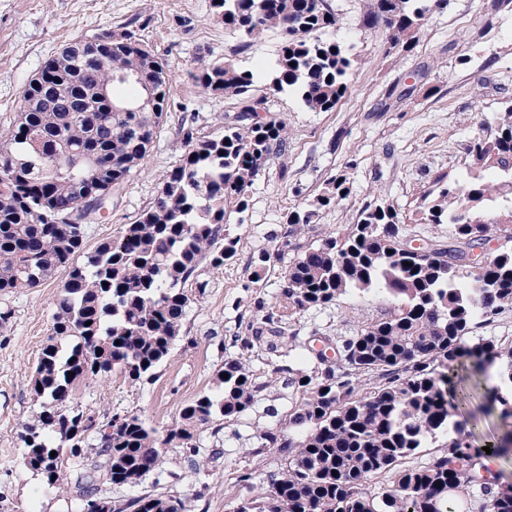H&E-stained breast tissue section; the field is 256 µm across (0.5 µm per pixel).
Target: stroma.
Here are the masks:
<instances>
[{
    "label": "stroma",
    "instance_id": "35a3bbf8",
    "mask_svg": "<svg viewBox=\"0 0 512 512\" xmlns=\"http://www.w3.org/2000/svg\"><path fill=\"white\" fill-rule=\"evenodd\" d=\"M340 15L338 29L320 39L353 47L357 56L348 73L347 92L330 112H312L291 91L268 95L270 115L288 120V147L274 157L255 181L250 206L238 233V252L222 270L200 264L196 287L182 329L155 382L131 383L121 372L89 378L75 390L73 409L102 416H138L150 428L168 433L181 423V411L197 397L216 390L224 362L248 359L267 387L261 399L236 419L215 416L219 434L200 432L203 447L216 449L202 470L191 469L178 443L165 448L157 470L142 483L145 490L177 496L202 492L194 512H228L242 494L239 472L252 475L254 487L267 486L284 460L277 450L256 454L265 427H287L295 396L284 381H272L264 360L265 343L243 350L255 301L273 303L285 263L274 253L287 230L289 209L313 203L328 179L347 170L350 194L338 205L320 210L315 224L296 238L315 245L328 233L341 232L358 220L362 207L380 200L407 219L404 233L448 240V225L415 221L423 195L438 176L460 181L472 173L468 146L477 133L493 126L512 104V6L492 10V0H448L428 13L413 49L389 48L381 26L368 25L374 0H329ZM127 27L159 57L173 84L165 116L142 165L123 189L112 194L108 220L90 219L86 251L117 237L151 205L168 171L178 162L177 131L182 120L197 118L205 132L219 131L235 101L201 92L196 76L205 65L230 61L257 73L266 83L276 66L283 36L271 29L249 39L214 17L211 0H0V131L11 127L20 110L24 87L44 62L66 45L108 29ZM273 255L261 281H253V260ZM64 273L39 287L0 295V512H74L73 489L49 485L24 463L23 425L40 409L31 379L43 348L50 344L55 300ZM389 307L379 296L359 292L336 304L299 317L300 339L350 337L381 317ZM498 384L495 372H471L470 392L460 421L474 445L512 442V420L489 406ZM182 476L162 482L166 472Z\"/></svg>",
    "mask_w": 512,
    "mask_h": 512
}]
</instances>
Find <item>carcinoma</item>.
<instances>
[{
    "instance_id": "carcinoma-1",
    "label": "carcinoma",
    "mask_w": 512,
    "mask_h": 512,
    "mask_svg": "<svg viewBox=\"0 0 512 512\" xmlns=\"http://www.w3.org/2000/svg\"><path fill=\"white\" fill-rule=\"evenodd\" d=\"M448 0H375L370 24H380L390 47L409 49L425 14ZM224 25L253 38L275 28L283 44L266 84H256L232 62L201 70L197 82L214 96L235 99L236 113L224 129L205 134L195 121L178 129L179 164L162 180L153 204L120 235L84 253L86 220L112 207V199L86 204V158L104 161L94 179L120 188L144 160L164 116L173 79L164 63L131 30H106L96 55H74L67 64L53 55L25 87V110L0 134V294L36 288L59 271L65 281L53 317V343L42 350L32 378L40 411L24 424L25 465L50 485L66 480L64 462L74 460L79 512H192V500L155 492L112 497L103 488L140 485L160 463L163 448L181 441L194 470L205 449L198 432L215 414L234 419L267 388L249 363L231 359L217 373V391L188 403L181 424L161 437L135 415L103 419L68 408L76 385L114 368L132 382L153 379L180 335L190 301L186 285L201 262L221 269L236 254L231 215L249 207L251 188L272 157L288 145L287 121L257 108L267 94L286 88L303 105L330 112L347 92L345 77L355 54L339 43L313 37L340 27L327 0H212ZM155 79L153 112H113L98 99L107 85L139 88L131 75ZM469 152L477 170L512 174V105L495 127L479 134ZM60 153L68 165H51ZM422 219L449 224L453 238L424 241L425 253L406 249L402 215L385 202L365 205L357 223L331 233L302 251L280 273L275 302L255 304L249 350L263 334L280 336L303 312L329 306L359 291L387 299L383 317L353 336L324 348L302 345L303 353L274 372L284 375L296 402L289 422L301 436L277 427L261 434L260 454L277 448L284 470L268 488L236 500L234 512H456L462 482L475 483L477 512H512V495L493 489L481 474V454L461 425L458 405L448 396V374L468 355L496 368L493 401L512 417V342L485 340L462 345L479 318L512 308V177L490 183L481 175L444 182ZM349 177L341 170L308 208L287 213L289 230L278 254L297 250L290 240L315 222L318 212L347 198ZM501 200L506 213L487 216L482 206ZM77 213L79 224L58 219ZM502 239L491 259L475 270L474 250ZM410 265H404V262ZM108 286H103V283ZM91 325H86V322ZM335 348V357L326 350ZM229 375L225 379L222 374ZM445 437L440 453L419 468L401 461L427 440ZM97 441V446L87 443ZM56 452L50 456V452ZM391 476L384 487L370 482Z\"/></svg>"
}]
</instances>
